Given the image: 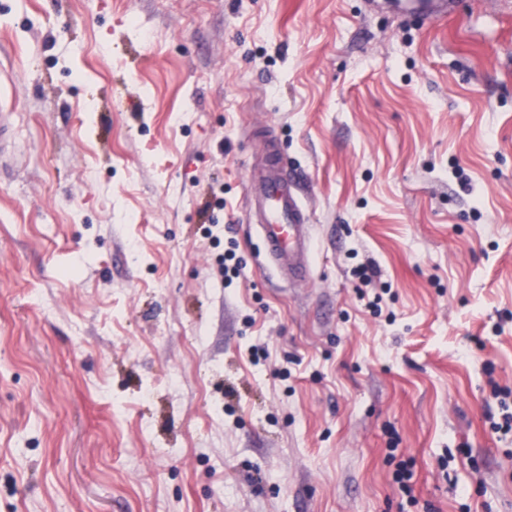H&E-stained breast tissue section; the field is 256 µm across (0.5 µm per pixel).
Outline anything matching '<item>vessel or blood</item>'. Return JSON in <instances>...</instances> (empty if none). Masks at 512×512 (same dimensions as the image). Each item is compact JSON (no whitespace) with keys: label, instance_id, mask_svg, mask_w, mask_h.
Wrapping results in <instances>:
<instances>
[{"label":"vessel or blood","instance_id":"obj_1","mask_svg":"<svg viewBox=\"0 0 512 512\" xmlns=\"http://www.w3.org/2000/svg\"><path fill=\"white\" fill-rule=\"evenodd\" d=\"M245 210L272 272L282 278H306L313 261L311 216L276 147L268 148L247 186Z\"/></svg>","mask_w":512,"mask_h":512}]
</instances>
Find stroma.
Listing matches in <instances>:
<instances>
[{
	"label": "stroma",
	"instance_id": "1",
	"mask_svg": "<svg viewBox=\"0 0 512 512\" xmlns=\"http://www.w3.org/2000/svg\"><path fill=\"white\" fill-rule=\"evenodd\" d=\"M456 2L0 0V512H512V0ZM275 139L246 190V216L254 224L269 267L282 278L302 280L313 261L311 216L297 193Z\"/></svg>",
	"mask_w": 512,
	"mask_h": 512
}]
</instances>
